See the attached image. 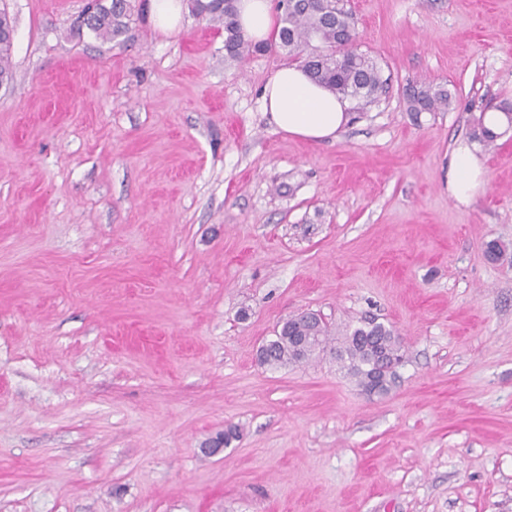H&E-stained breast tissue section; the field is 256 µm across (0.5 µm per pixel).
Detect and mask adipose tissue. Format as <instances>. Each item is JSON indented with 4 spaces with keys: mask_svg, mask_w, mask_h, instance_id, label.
Listing matches in <instances>:
<instances>
[{
    "mask_svg": "<svg viewBox=\"0 0 512 512\" xmlns=\"http://www.w3.org/2000/svg\"><path fill=\"white\" fill-rule=\"evenodd\" d=\"M238 20L254 42L267 41L279 22L271 0H238ZM261 101L276 130L310 142L335 140L350 118L349 99L314 82L299 65L277 69L264 84ZM448 190L462 205H469L487 183L478 150L458 143L450 159Z\"/></svg>",
    "mask_w": 512,
    "mask_h": 512,
    "instance_id": "ef3b65f1",
    "label": "adipose tissue"
}]
</instances>
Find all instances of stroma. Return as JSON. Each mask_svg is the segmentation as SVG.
Masks as SVG:
<instances>
[{
	"label": "stroma",
	"mask_w": 512,
	"mask_h": 512,
	"mask_svg": "<svg viewBox=\"0 0 512 512\" xmlns=\"http://www.w3.org/2000/svg\"><path fill=\"white\" fill-rule=\"evenodd\" d=\"M147 2L104 41L84 0H0V512H512V130L448 192L512 103V0H349L388 89L322 143L261 108L287 56ZM422 78L454 105L407 112ZM302 311L392 326L391 392L260 364ZM184 7L183 0H149V17L158 31L173 32L180 26ZM14 22L5 9L0 10V82L11 79L8 67L13 48ZM508 106L509 102H501L499 105L493 107V110L496 112H486V114L485 112H481L479 118L475 119L473 123V139L486 148L495 147L497 140L512 128V108ZM501 112H503L506 121ZM484 114V122L487 126L483 122ZM505 123L506 128L504 131L498 132L497 130L493 129L495 127H501ZM449 165L448 190L459 204L469 205L487 183V173L478 150L466 143H458Z\"/></svg>",
	"instance_id": "stroma-1"
}]
</instances>
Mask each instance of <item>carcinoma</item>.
Listing matches in <instances>:
<instances>
[{"instance_id": "carcinoma-1", "label": "carcinoma", "mask_w": 512, "mask_h": 512, "mask_svg": "<svg viewBox=\"0 0 512 512\" xmlns=\"http://www.w3.org/2000/svg\"><path fill=\"white\" fill-rule=\"evenodd\" d=\"M237 0H189L191 12L219 23L224 29L225 59L235 62L254 51H275L297 62L317 83L335 94L366 107L385 91L381 67L359 50V36L347 0H281L280 26L266 46L249 41L236 21ZM131 0H89L77 21V31L87 30L103 40H114L128 29ZM14 22L0 10V82L11 79L8 67L13 48ZM407 111L440 112L455 97L443 85L416 80L405 89ZM503 133L474 120L472 137L493 147ZM331 352L338 368L354 378L369 395L389 393L404 361L402 338L390 326L374 320L348 326L330 335L325 323L310 322L299 314L286 320L270 340L264 364L271 368L307 362Z\"/></svg>"}]
</instances>
